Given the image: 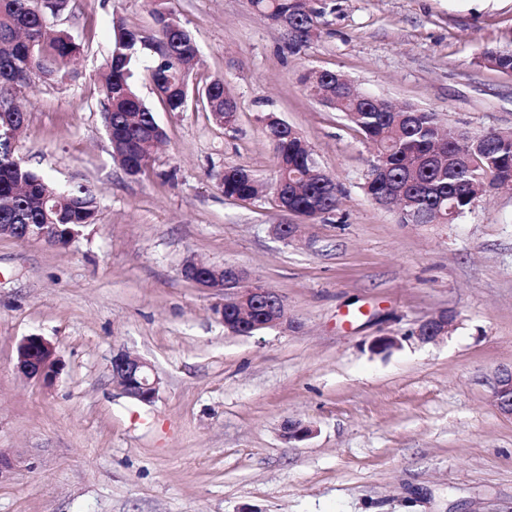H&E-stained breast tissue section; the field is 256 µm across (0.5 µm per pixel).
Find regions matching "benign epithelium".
Here are the masks:
<instances>
[{
  "instance_id": "obj_1",
  "label": "benign epithelium",
  "mask_w": 512,
  "mask_h": 512,
  "mask_svg": "<svg viewBox=\"0 0 512 512\" xmlns=\"http://www.w3.org/2000/svg\"><path fill=\"white\" fill-rule=\"evenodd\" d=\"M184 277L201 288L224 293V302L214 311L224 329L238 336H250L264 329L290 326L288 307L274 289L253 279L239 266L208 265L192 261L183 269ZM455 317L445 311L422 322L411 333L417 341L432 342L454 329ZM16 370L29 380L49 384L60 371V359L54 345L41 335L23 337L16 348ZM112 381L128 397L141 402L153 401L159 391L160 379L148 361L121 350L112 356ZM494 400L505 413L512 415V369L499 373ZM313 435V429L301 423L284 426L288 441H303Z\"/></svg>"
}]
</instances>
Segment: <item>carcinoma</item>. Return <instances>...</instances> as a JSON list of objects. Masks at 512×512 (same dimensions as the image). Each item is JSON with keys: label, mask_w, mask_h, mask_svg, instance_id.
Wrapping results in <instances>:
<instances>
[{"label": "carcinoma", "mask_w": 512, "mask_h": 512, "mask_svg": "<svg viewBox=\"0 0 512 512\" xmlns=\"http://www.w3.org/2000/svg\"><path fill=\"white\" fill-rule=\"evenodd\" d=\"M64 0H0V129L21 130L25 118L14 102L17 90L31 75L56 74L80 53V46L64 32H47V14L59 11ZM267 21L284 30L288 47L300 53L317 34L327 13V0H251ZM155 28L149 35L131 29L121 19H112L111 51L102 86L104 122L113 138V159L131 178L137 177L153 159L148 134L156 130L155 112L138 95L135 71L142 55L151 59L152 81L165 108L185 111L190 94L176 89L182 77L196 69L200 51L189 31L164 6L152 0ZM481 61L493 70L512 74V49H490ZM317 85L331 94L326 107L345 119L374 145L365 188L378 197L394 195V206L403 211L399 219L412 223L416 215L423 224H446L448 216L462 215L492 189L512 185V133L487 131L478 134L472 147L455 139L453 128L440 132L435 112L416 109L411 115L385 100L356 96L336 85V72H309L303 83ZM208 112L224 114V126L238 121V109L224 102V80L214 78L202 91ZM264 131L275 150L278 177L273 192L291 193L293 209L310 220L334 212L341 189L333 178L312 173L307 165L309 147L287 123L266 122ZM224 196L241 201L259 195L260 187L249 170L232 166L221 176ZM98 212L94 190L86 185H60L24 167L14 158L11 142L0 140V224H42L47 235L52 224H94Z\"/></svg>", "instance_id": "cac0c4a2"}]
</instances>
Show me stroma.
<instances>
[{"mask_svg": "<svg viewBox=\"0 0 512 512\" xmlns=\"http://www.w3.org/2000/svg\"><path fill=\"white\" fill-rule=\"evenodd\" d=\"M301 53L249 0H168L201 63L222 78L234 129L202 105L164 109L149 70L135 80L166 137L133 179L112 158L101 74L111 21L150 32L149 0H67L49 25L81 48L66 74L18 92L16 158L61 184L93 186L94 224L71 245L0 236V512H512V416L493 399L512 366V190L450 224H404L363 189L372 153L300 82L331 70L363 92L437 112L467 133L512 131V77L485 50L512 47V0H330ZM296 129L342 189L339 209L299 221L275 202L261 116ZM242 166L264 185L225 197ZM294 224L287 241L276 225ZM238 265L276 290L295 325L231 336L222 293L187 261ZM447 337L408 339L444 310ZM38 334L63 366L21 376L16 347ZM400 347L371 352L378 336ZM161 379L152 404L120 395L112 356ZM290 422L313 426L284 439ZM221 184L226 198L247 201L256 198L260 192L256 178L243 167L225 168L221 176Z\"/></svg>", "mask_w": 512, "mask_h": 512, "instance_id": "1", "label": "stroma"}]
</instances>
